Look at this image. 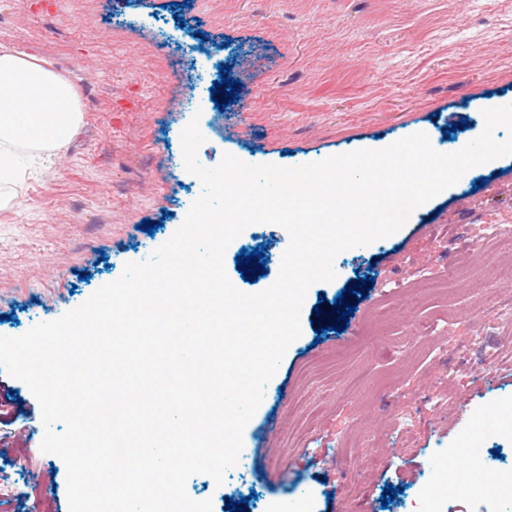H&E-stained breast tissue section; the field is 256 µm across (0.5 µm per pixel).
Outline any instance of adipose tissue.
I'll use <instances>...</instances> for the list:
<instances>
[{"instance_id":"ef3b65f1","label":"adipose tissue","mask_w":512,"mask_h":512,"mask_svg":"<svg viewBox=\"0 0 512 512\" xmlns=\"http://www.w3.org/2000/svg\"><path fill=\"white\" fill-rule=\"evenodd\" d=\"M79 120V92L42 63L0 50V171H14L11 144L61 147Z\"/></svg>"}]
</instances>
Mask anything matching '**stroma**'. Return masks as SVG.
I'll list each match as a JSON object with an SVG mask.
<instances>
[{"instance_id": "1", "label": "stroma", "mask_w": 512, "mask_h": 512, "mask_svg": "<svg viewBox=\"0 0 512 512\" xmlns=\"http://www.w3.org/2000/svg\"><path fill=\"white\" fill-rule=\"evenodd\" d=\"M0 48L47 61L80 91L66 144L0 192L5 336L77 308L174 235L202 193L183 159L191 120L202 166L229 153L292 167L417 132L453 153L483 129L484 109L512 104V0H0ZM224 64L238 90L219 110L210 89ZM490 217L512 227V155L465 172L393 235L340 252L335 279L307 292L302 334L237 464L220 485L190 477L188 495L213 512L241 498L246 512H418L429 495L454 512H512V493L456 494L444 471L477 436L469 473L512 481V426L481 433L488 414L512 416V365L484 355L512 325L480 306L512 311V257L475 255L446 296L416 282L444 280ZM146 220L157 230L142 231ZM289 242L274 224L246 228L225 253L233 285L272 286ZM256 246L267 273L251 283L236 257ZM365 277L374 284L344 332L320 331L316 307ZM44 433L28 386L0 370V512H69L66 467L41 451Z\"/></svg>"}]
</instances>
